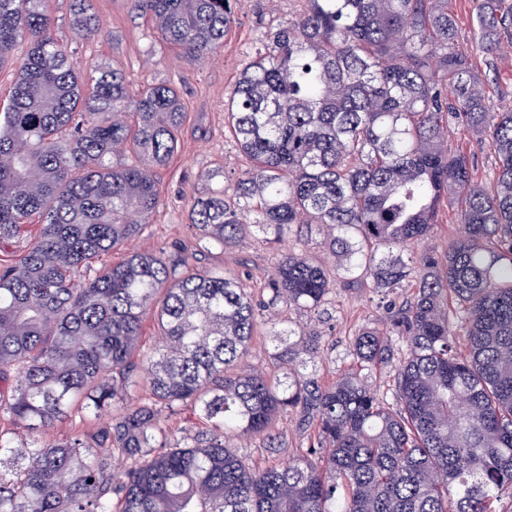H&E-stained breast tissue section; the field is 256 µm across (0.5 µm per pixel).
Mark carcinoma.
<instances>
[{
    "mask_svg": "<svg viewBox=\"0 0 512 512\" xmlns=\"http://www.w3.org/2000/svg\"><path fill=\"white\" fill-rule=\"evenodd\" d=\"M71 2V30L91 38V0ZM296 2L224 103L246 167L226 185L224 171L209 173L212 186L193 197L196 252L130 253L98 269L158 206L154 171L177 146L180 94L166 82L135 91L102 68L85 92L46 0H0V64L25 46L0 113V243L41 224L0 265V377H16L0 415L34 433L76 402L123 409L89 440L26 452L1 428L0 512H499L512 491V107L489 111L474 66L477 51L495 71L512 6L474 0L468 50L448 0ZM127 4L196 61L224 45L238 0ZM450 126L481 133L492 184L474 178L467 151L448 148ZM444 194L465 234L418 258L409 248L432 232ZM296 224L327 227L354 282L393 293L415 280L388 326L355 333L351 369L331 385L234 368L268 309L323 310L333 270L288 247L258 300L248 270L191 268L197 252H224L254 226L281 243ZM150 315L161 346L142 374ZM268 335L277 365L323 352L320 334L285 319ZM387 365L393 384L381 394L367 374ZM188 404L204 427L174 439L159 415ZM284 413L313 442L286 462L246 465L233 438L260 436L275 454ZM36 220L26 225V232L20 235V237L13 239L6 251L0 250V260H15L28 249L29 245L39 234L41 227V224L37 223Z\"/></svg>",
    "mask_w": 512,
    "mask_h": 512,
    "instance_id": "obj_1",
    "label": "carcinoma"
}]
</instances>
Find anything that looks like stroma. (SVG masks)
Returning <instances> with one entry per match:
<instances>
[{
    "label": "stroma",
    "mask_w": 512,
    "mask_h": 512,
    "mask_svg": "<svg viewBox=\"0 0 512 512\" xmlns=\"http://www.w3.org/2000/svg\"><path fill=\"white\" fill-rule=\"evenodd\" d=\"M239 2L223 47L216 54L194 62L178 48L161 42L151 21L130 18L125 0H93L101 26L88 40L76 38L70 28L71 0H49L55 19L54 35L66 47L75 71L84 78H91L95 68L114 66L125 73L133 87L165 81L176 85L181 93L185 117L179 146L168 164L155 172L159 206L142 234L109 254V261L120 260L129 252L173 253L180 247L192 246L194 236L188 210L192 197L201 191L206 174L216 169L237 173L244 168L243 158L224 131V102L233 91L242 63L254 54L264 32L291 18L295 4L293 0ZM278 257L276 245L266 243L262 234L255 232L226 252L198 253L194 267L200 271L217 265L232 272L251 270V286L257 290L273 273ZM268 316L287 318L322 333L324 352L313 369L321 383L327 385L345 370L346 354L358 329L385 327L392 312L372 288L349 284L340 277L321 320L282 307L270 310ZM112 417L109 411L99 415L83 412L33 436L16 424L11 430L21 443L31 438L45 443L75 434L86 438Z\"/></svg>",
    "instance_id": "stroma-1"
}]
</instances>
